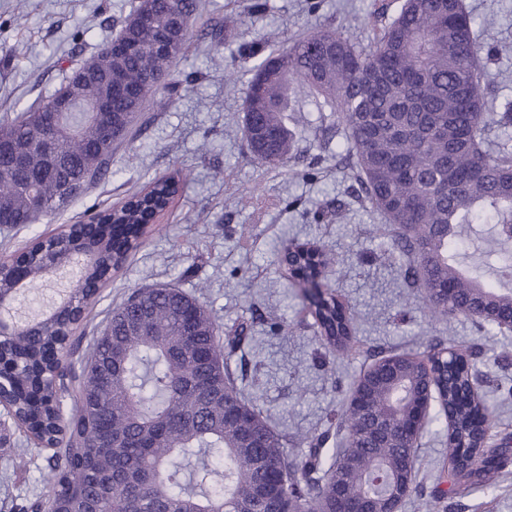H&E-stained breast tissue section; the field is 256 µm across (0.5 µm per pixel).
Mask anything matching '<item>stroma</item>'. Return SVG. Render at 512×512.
<instances>
[{"mask_svg":"<svg viewBox=\"0 0 512 512\" xmlns=\"http://www.w3.org/2000/svg\"><path fill=\"white\" fill-rule=\"evenodd\" d=\"M138 0H0V122L23 112L61 82L65 67L89 58L108 44ZM380 0H324L319 13L305 0H270L265 17L241 13L242 0H202L194 29L221 25L226 15L241 21L222 35L194 43L177 58L175 72L198 79L164 111L155 113L135 142L112 158L114 177L66 213L0 233V259L125 200L151 178L188 168L193 180L153 234L88 306L78 329L91 340L107 312L131 290L155 285L181 288L214 315L220 337L243 330L227 357V369L249 403L271 428L286 436L298 454V436L328 434L335 447L331 415L371 361V351L424 350L431 338L445 345L484 346L477 369L494 379L483 389L491 430L512 432V332L487 329L475 320L450 317L431 322L416 288L404 278L403 262L388 254L380 231L383 219L351 190V181L324 158L313 135L319 116L313 106L288 115L297 134V156L285 167L257 163L240 130L244 78H230L227 60L238 45L278 33L280 39L333 27L367 46L361 24ZM476 21H492L495 40L507 49L482 60L486 79L512 99V0H464ZM314 177H307V170ZM314 242L332 251L336 265L323 284L350 305L364 352L339 357L329 352L304 322L299 288L279 263L283 244ZM442 419L430 417L419 439L416 490L430 494L448 455ZM0 438L12 448H29L24 433L0 408ZM18 466L0 457V512H20L33 494L46 491L52 451L29 448ZM438 512H512V465L494 492L461 493L443 500Z\"/></svg>","mask_w":512,"mask_h":512,"instance_id":"1","label":"stroma"}]
</instances>
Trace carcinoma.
Segmentation results:
<instances>
[{"instance_id":"obj_1","label":"carcinoma","mask_w":512,"mask_h":512,"mask_svg":"<svg viewBox=\"0 0 512 512\" xmlns=\"http://www.w3.org/2000/svg\"><path fill=\"white\" fill-rule=\"evenodd\" d=\"M198 0H169L153 11L152 23H125L119 37L130 51L91 61L112 63V72L88 76L79 88L87 102L112 91V111L62 118L44 111L64 92L63 77L49 95L0 123V224L34 223L58 215L114 175L112 155L136 133L143 112L159 91L174 96L191 88L173 62L192 40L190 20ZM178 15L183 29L173 51L163 53L156 35ZM371 43L360 48L334 28L299 36L281 48L262 41L230 54L232 74L246 78L243 132L249 151L263 165L293 158L295 135L288 113L298 99L336 114L345 138L334 153L336 167L350 169L362 196L385 218L387 250L405 262L433 321L461 315L494 326L512 323V257L483 272L461 268L463 224H490L512 241V100L499 98L483 81L481 55L499 44L485 39L463 0H401L394 16L370 25ZM52 141L54 162L44 145ZM22 155L17 167L14 154ZM189 173L176 169L151 180L121 205L90 216L94 224L63 231L56 256L76 248L94 262L85 281L104 286L141 239L157 231L153 221L182 194ZM299 254L304 274L308 251L323 272L335 258L313 243ZM29 250L27 288L47 279ZM73 305L56 303L35 323L0 338L3 369L13 384L9 404L16 420L43 444L55 445L54 475L47 493L30 498L24 512H344L367 499L374 512L405 506L414 490L416 449L392 439L386 425L402 429L414 417L427 376L433 377L446 418L448 489L420 504L435 512V500L498 485L512 460V433H478L484 408L474 393L480 344L459 353L441 341L422 353L374 358L377 373L363 393L351 391L340 414L336 448L303 436L307 453L288 458L286 440L249 405L231 381L216 319L178 288H139L129 293L93 338L89 360L68 366L66 380H37L45 347L60 340L73 307H87L84 289L70 290ZM20 296L13 269L0 264V297ZM318 336L334 354L349 356L358 339L349 306L337 295L308 306Z\"/></svg>"}]
</instances>
